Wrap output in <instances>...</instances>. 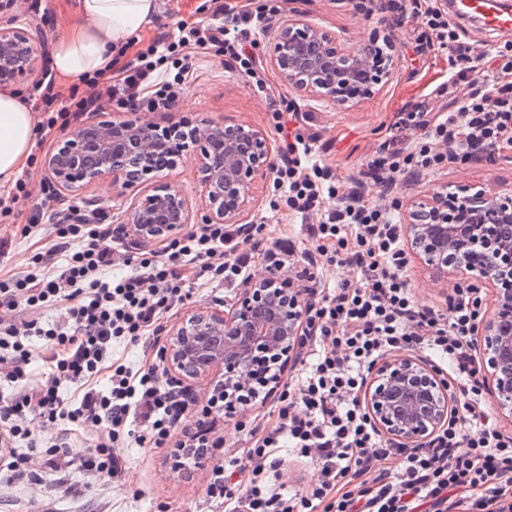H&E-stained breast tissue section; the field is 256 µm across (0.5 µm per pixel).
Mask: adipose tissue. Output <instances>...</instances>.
Instances as JSON below:
<instances>
[{"label":"adipose tissue","mask_w":512,"mask_h":512,"mask_svg":"<svg viewBox=\"0 0 512 512\" xmlns=\"http://www.w3.org/2000/svg\"><path fill=\"white\" fill-rule=\"evenodd\" d=\"M159 0H76L77 20L59 37L51 67L61 84L81 85L112 74L127 40L144 31ZM40 122L33 104L10 86L0 87V188L27 166Z\"/></svg>","instance_id":"obj_1"}]
</instances>
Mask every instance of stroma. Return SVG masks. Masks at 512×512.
I'll list each match as a JSON object with an SVG mask.
<instances>
[{
	"label": "stroma",
	"mask_w": 512,
	"mask_h": 512,
	"mask_svg": "<svg viewBox=\"0 0 512 512\" xmlns=\"http://www.w3.org/2000/svg\"><path fill=\"white\" fill-rule=\"evenodd\" d=\"M421 6L434 0H396L391 9L367 13L358 0H285L282 15H295L327 29L351 44L369 39L375 34H389L395 69L386 87L375 97L340 110L323 101L305 97L289 90L268 66L267 44L269 24L255 28L257 54L264 67L262 73L275 91L294 99L301 111L313 117L312 131L318 136V162L335 170L342 177L357 175L373 158L381 143L406 108L425 104L435 112L444 111L446 100L436 94L447 84L451 65L447 52L434 49L424 34L419 19L412 12L413 2ZM25 17L41 33L42 51L32 75L17 82L16 87L31 96L35 108H42L41 98L33 88L42 82L50 70L53 46L74 19V0H12L9 9L0 11L1 19ZM210 0H160V10L150 26L126 48L124 61L146 51L162 34L176 33L181 28H203L210 24ZM144 120L165 125L187 118L216 122H244L265 132L269 141H276L275 121L264 94L253 88L227 67L223 56L211 55L195 59L190 75L176 105L168 110L142 111ZM64 126L40 131L32 151L33 161L21 174L30 190L24 202V214L0 215V241L5 242L9 255L8 268L23 271L34 250L33 239L24 237L21 228L27 210L40 207L45 214L67 211L70 206L86 200L98 201L101 210L113 214L121 201L111 181L90 185L79 195L50 194L44 160L47 153L65 134ZM471 185L488 190H512V151H498L493 161L479 164L444 167L430 173H419L401 182L392 197L398 202L412 195H428L446 187ZM267 247L254 255L248 272L259 277L265 270L266 258L281 260L291 267H301L311 244L299 219L280 209L264 230ZM408 287L418 305L447 310L452 286L426 273L416 260H409L404 270ZM275 395L249 406L240 417L214 421L215 435L224 440L217 450L212 466L186 474L176 466L171 448H148L127 441L118 449V456L127 462L125 476L110 481L72 467L48 474L45 486H29L22 482L0 485V512H224L223 504L206 495V485L213 466L244 462L249 437L241 431L239 421H254L261 428L272 427L276 415Z\"/></svg>",
	"instance_id": "1"
}]
</instances>
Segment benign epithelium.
Segmentation results:
<instances>
[{
  "mask_svg": "<svg viewBox=\"0 0 512 512\" xmlns=\"http://www.w3.org/2000/svg\"><path fill=\"white\" fill-rule=\"evenodd\" d=\"M271 34L270 61L281 82L333 107L374 97L391 75L392 57L380 52L376 35L349 46L292 16L280 18ZM39 43L33 28L0 23V84L33 73ZM190 150L205 200L200 223H248L274 158L266 134L244 124L161 127L142 122L137 112L110 113L74 126L44 166L60 195L108 178L123 194L176 168ZM191 219L181 190L156 180L121 205L112 235L160 246ZM402 232L408 251L426 269L455 277L456 288L474 280L489 290L490 311L474 330L472 345L497 416L512 421V191L436 192L410 203ZM308 335V307L275 261L233 298L184 311L168 331L160 363L183 396L205 383L223 394L230 416L262 389L278 387ZM362 402L396 451L426 446L458 413L448 379L428 361L397 351L373 364Z\"/></svg>",
  "mask_w": 512,
  "mask_h": 512,
  "instance_id": "benign-epithelium-1",
  "label": "benign epithelium"
}]
</instances>
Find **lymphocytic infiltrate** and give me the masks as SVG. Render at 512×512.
Returning a JSON list of instances; mask_svg holds the SVG:
<instances>
[{"label":"lymphocytic infiltrate","instance_id":"1","mask_svg":"<svg viewBox=\"0 0 512 512\" xmlns=\"http://www.w3.org/2000/svg\"><path fill=\"white\" fill-rule=\"evenodd\" d=\"M280 9V0H257L242 10L219 0L207 28L159 38L123 68L105 96L120 112L169 107L191 68L187 48L224 56L241 77L264 88L252 30ZM418 17L432 44L452 56L455 79L472 91L431 120L407 112L360 178L345 180L312 163L315 138L302 132L309 113L285 97L270 99L282 141L273 179L278 197L270 208L284 206L306 220L322 264L347 262L356 278L307 300L309 353L295 388L279 394L276 428L251 432L238 481L223 468L212 471L207 494L223 502L224 512H488L512 490V436L486 411L474 366L478 300L460 288L447 312L418 307L403 276L406 258L393 211L363 192L364 180L386 193L413 171L489 159L512 141V50L493 46L473 54L439 9ZM408 126L421 130L415 141L402 134ZM313 213L319 216L314 224L308 221ZM23 233L50 237L51 245L30 256L27 271L0 274V468L9 480L36 483L44 468L60 463L103 479L121 477L126 463L114 449L129 439L152 448L220 447L205 429L179 431L182 399L155 366L114 362L112 348L158 345L162 318L192 290L245 280L250 255L240 247V229L207 224L162 252L135 255L114 241L111 225L77 212L50 226L30 213ZM34 337L41 351L33 350ZM398 349L430 352L464 403L461 414L427 447L409 450L394 471L360 394L375 360ZM36 360L45 369L39 378L30 370ZM103 375L109 379L104 390L97 386ZM65 382L72 395L63 394ZM37 419L67 426L49 440L34 432ZM91 426L100 429L94 443L75 449ZM288 447L317 464L309 494L287 495L272 483Z\"/></svg>","mask_w":512,"mask_h":512}]
</instances>
